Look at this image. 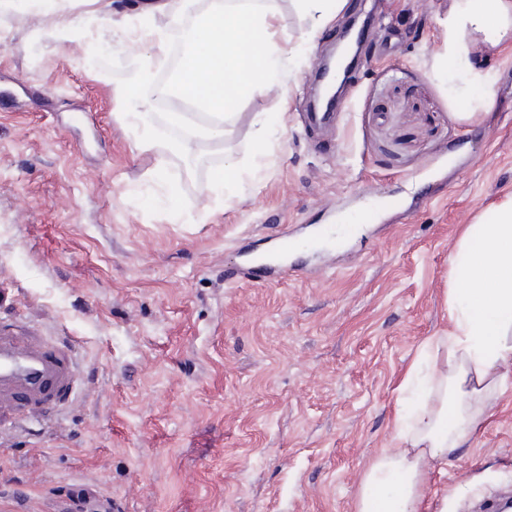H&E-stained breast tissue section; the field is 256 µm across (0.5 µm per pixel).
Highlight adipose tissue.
Segmentation results:
<instances>
[{
  "instance_id": "1",
  "label": "adipose tissue",
  "mask_w": 512,
  "mask_h": 512,
  "mask_svg": "<svg viewBox=\"0 0 512 512\" xmlns=\"http://www.w3.org/2000/svg\"><path fill=\"white\" fill-rule=\"evenodd\" d=\"M15 2L22 8L36 4L59 34L81 28L95 39L113 26V0ZM167 7L166 0H147L141 7L137 29L157 51L134 83L112 88L117 119L140 131L144 150L153 146L152 104L134 85L166 63L153 18ZM437 23L445 42L438 76L448 83L454 117L468 122L475 109L492 106L494 76L477 66L453 75L448 66L470 52L488 54L512 41V0H450ZM445 313L446 326L418 347L399 387L394 426L401 446L367 464L355 512H424L435 470L447 465L512 388V199L466 225L458 238L449 258Z\"/></svg>"
}]
</instances>
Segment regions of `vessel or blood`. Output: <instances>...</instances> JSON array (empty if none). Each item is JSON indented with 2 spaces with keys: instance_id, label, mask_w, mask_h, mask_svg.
<instances>
[{
  "instance_id": "obj_1",
  "label": "vessel or blood",
  "mask_w": 512,
  "mask_h": 512,
  "mask_svg": "<svg viewBox=\"0 0 512 512\" xmlns=\"http://www.w3.org/2000/svg\"><path fill=\"white\" fill-rule=\"evenodd\" d=\"M297 248L294 237L278 235L270 257L247 259L227 276L232 279L240 273L284 281L293 272L287 258ZM78 385V360L67 342L24 322L0 330V430L26 416L59 410L63 398Z\"/></svg>"
}]
</instances>
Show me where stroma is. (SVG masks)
Returning <instances> with one entry per match:
<instances>
[{"label": "stroma", "mask_w": 512, "mask_h": 512, "mask_svg": "<svg viewBox=\"0 0 512 512\" xmlns=\"http://www.w3.org/2000/svg\"><path fill=\"white\" fill-rule=\"evenodd\" d=\"M278 17L286 88L244 101L187 156L113 115L150 45L113 27L97 65L38 12L0 5V324L68 337L80 386L53 425L0 440V512H57L71 485L114 512H355L367 462L399 446L398 385L445 325L464 225L512 197V44L482 58L491 109L454 119L433 64L448 0H345ZM363 18L330 124L307 114L319 58ZM266 131L264 155L254 134ZM236 164L231 195L213 170ZM395 208L367 218L368 202ZM353 217L333 261L278 284L224 270L240 248ZM512 487V392L435 475L427 512ZM342 1L344 0H296L298 2L299 9L306 13H316L318 16L315 19L317 26H323L332 19L331 15V2L335 4V13L342 8Z\"/></svg>", "instance_id": "35a3bbf8"}]
</instances>
